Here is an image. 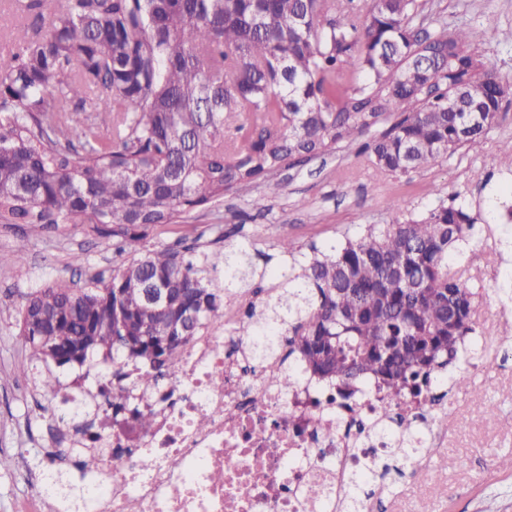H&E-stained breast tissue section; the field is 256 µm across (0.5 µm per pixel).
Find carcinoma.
Here are the masks:
<instances>
[{"mask_svg": "<svg viewBox=\"0 0 512 512\" xmlns=\"http://www.w3.org/2000/svg\"><path fill=\"white\" fill-rule=\"evenodd\" d=\"M418 0H60L47 30L8 48L0 69V219L51 230L84 224L132 259L83 288L58 280L25 294L18 341L45 365L120 353L141 365L132 385L115 371L112 406L131 387L168 375L203 328L224 320V278L260 274L274 301L249 304L239 331L288 329V355L349 395L357 386L395 400L418 396L481 355L477 289L449 264H487L469 247L477 218L462 202L419 219L354 224L339 242L303 252L284 237L279 264L258 271L247 253L188 259L170 248L135 258L147 230L248 187L291 162L351 145L389 112L387 131L361 146L394 173L434 165L480 143L512 80L482 69L468 33L413 26ZM358 71L355 85L338 80ZM57 98V109L48 98ZM93 112L79 123L74 112ZM237 138L226 131L239 119ZM168 289L161 309L146 289ZM403 463L426 454L417 419L392 426ZM390 474L365 452L342 512H360L366 487Z\"/></svg>", "mask_w": 512, "mask_h": 512, "instance_id": "carcinoma-1", "label": "carcinoma"}]
</instances>
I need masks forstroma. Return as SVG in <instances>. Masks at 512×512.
I'll use <instances>...</instances> for the list:
<instances>
[{
  "label": "stroma",
  "instance_id": "1",
  "mask_svg": "<svg viewBox=\"0 0 512 512\" xmlns=\"http://www.w3.org/2000/svg\"><path fill=\"white\" fill-rule=\"evenodd\" d=\"M416 24L464 29L486 67L512 78V42L498 33L512 29V0H422ZM512 141V105L492 124L482 144L445 155L431 167L392 173L370 164L358 145H340L322 155L283 167L266 181L232 189L184 213L178 223L151 229L147 250L191 246L200 252L248 248L255 267L275 253L281 238L295 245L337 241L352 224H387L392 202L404 217L424 216L452 195L465 197L481 218L474 242L491 263L477 278L486 291L475 313L477 327L494 325L498 356L493 364L471 360L472 387L452 391L446 407L457 421L448 445L436 449L424 480L396 476L383 502L389 512H512V471L498 466L512 455V239L504 205H512V173L499 171L495 157ZM25 251H18V243ZM111 241L88 234L84 225L52 231L17 229L0 223V512H33L35 481L45 474V450L55 404L38 388L43 363L17 339L26 293L64 279L85 285L98 274L111 277L122 266ZM499 408L490 417L473 409L474 394Z\"/></svg>",
  "mask_w": 512,
  "mask_h": 512
}]
</instances>
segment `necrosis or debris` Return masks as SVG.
<instances>
[{
  "instance_id": "4bbe7bcc",
  "label": "necrosis or debris",
  "mask_w": 512,
  "mask_h": 512,
  "mask_svg": "<svg viewBox=\"0 0 512 512\" xmlns=\"http://www.w3.org/2000/svg\"><path fill=\"white\" fill-rule=\"evenodd\" d=\"M279 358L256 362L245 339L214 323L196 336L158 390L134 392L119 414L105 409L112 362L90 361L56 398L55 424L74 449L66 461L97 456L89 512H323L345 497L356 459L389 448L379 428L380 394L352 403L299 375L281 390L270 373ZM154 414L146 436L137 413ZM320 488L324 502L309 496Z\"/></svg>"
}]
</instances>
